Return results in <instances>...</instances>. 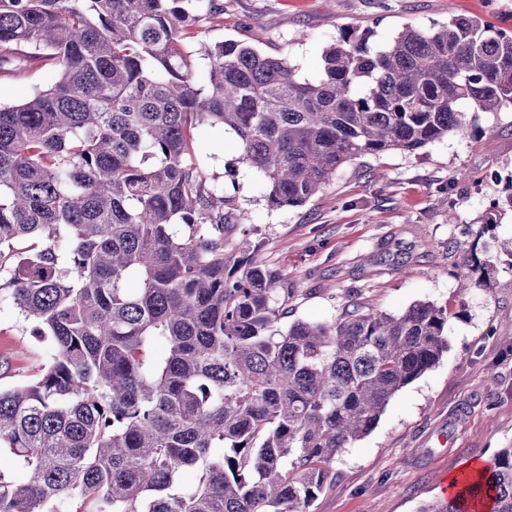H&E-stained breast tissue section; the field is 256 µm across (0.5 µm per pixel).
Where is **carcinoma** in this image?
I'll use <instances>...</instances> for the list:
<instances>
[{"instance_id": "cac0c4a2", "label": "carcinoma", "mask_w": 512, "mask_h": 512, "mask_svg": "<svg viewBox=\"0 0 512 512\" xmlns=\"http://www.w3.org/2000/svg\"><path fill=\"white\" fill-rule=\"evenodd\" d=\"M223 14L0 0V63L60 71L0 106V303L48 342L36 379L0 387V454L21 470H0V512H309L336 455L448 349L429 302L280 328L288 279L257 252L224 257L194 130L235 132L270 205L298 207L362 154L512 106V36L469 17L376 47L344 29L302 80L246 42L203 41ZM477 499L512 512V448L420 512Z\"/></svg>"}]
</instances>
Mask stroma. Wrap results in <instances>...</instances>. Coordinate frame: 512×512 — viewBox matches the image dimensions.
I'll list each match as a JSON object with an SVG mask.
<instances>
[{
	"mask_svg": "<svg viewBox=\"0 0 512 512\" xmlns=\"http://www.w3.org/2000/svg\"><path fill=\"white\" fill-rule=\"evenodd\" d=\"M203 38L253 42L303 77L322 67L340 28L378 43L403 27L481 19L512 36V0H222ZM59 78L50 64L0 68V105ZM195 161L237 223L231 260L260 250L293 294L281 326L333 322L357 303L399 314L418 302L448 311V350L399 390L367 436L336 456L310 512H419L444 480L512 448V109L480 113L465 136L365 154L340 167L304 205L274 208L267 181L243 161L234 132H195ZM485 270L468 273L470 258ZM46 358L10 305L0 306V386L34 379Z\"/></svg>",
	"mask_w": 512,
	"mask_h": 512,
	"instance_id": "obj_1",
	"label": "stroma"
}]
</instances>
